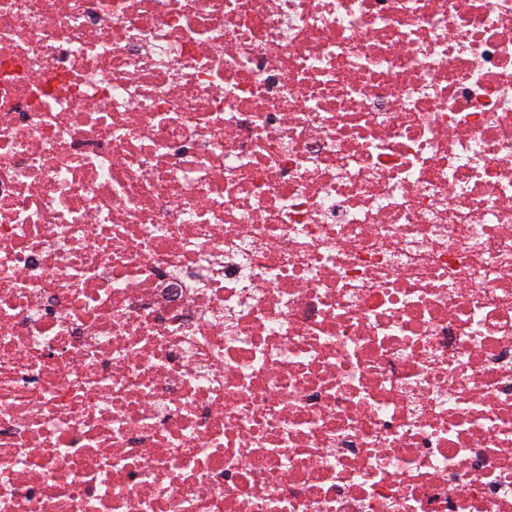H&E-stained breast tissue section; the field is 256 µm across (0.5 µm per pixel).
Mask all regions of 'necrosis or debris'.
Masks as SVG:
<instances>
[{
  "label": "necrosis or debris",
  "mask_w": 512,
  "mask_h": 512,
  "mask_svg": "<svg viewBox=\"0 0 512 512\" xmlns=\"http://www.w3.org/2000/svg\"><path fill=\"white\" fill-rule=\"evenodd\" d=\"M0 512H512V0H0Z\"/></svg>",
  "instance_id": "obj_1"
}]
</instances>
